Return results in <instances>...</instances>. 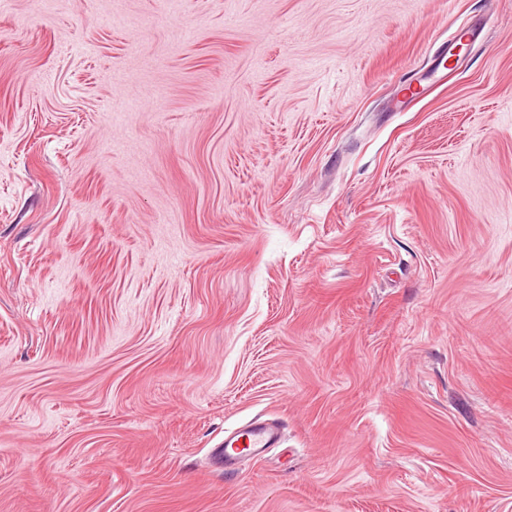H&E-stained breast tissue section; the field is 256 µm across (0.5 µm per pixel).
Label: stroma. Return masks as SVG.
I'll return each mask as SVG.
<instances>
[{
  "mask_svg": "<svg viewBox=\"0 0 512 512\" xmlns=\"http://www.w3.org/2000/svg\"><path fill=\"white\" fill-rule=\"evenodd\" d=\"M0 512H512V0H0ZM281 439V426L272 421L251 423L247 427L236 429L224 436V462L236 463L240 457L258 455L262 448H270Z\"/></svg>",
  "mask_w": 512,
  "mask_h": 512,
  "instance_id": "obj_1",
  "label": "stroma"
}]
</instances>
